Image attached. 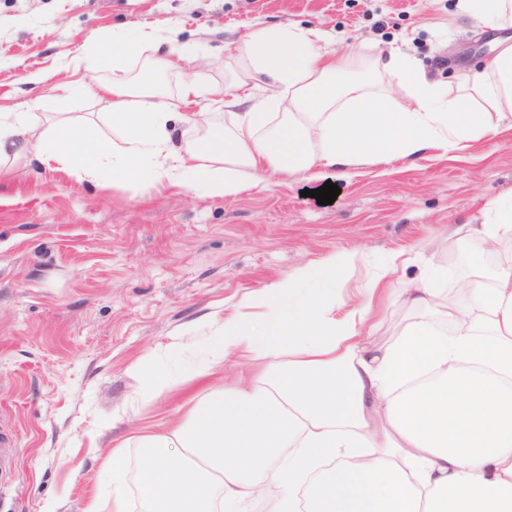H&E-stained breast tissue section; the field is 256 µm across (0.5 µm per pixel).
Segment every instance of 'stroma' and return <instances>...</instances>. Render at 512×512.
Listing matches in <instances>:
<instances>
[{
  "label": "stroma",
  "mask_w": 512,
  "mask_h": 512,
  "mask_svg": "<svg viewBox=\"0 0 512 512\" xmlns=\"http://www.w3.org/2000/svg\"><path fill=\"white\" fill-rule=\"evenodd\" d=\"M259 23L334 31L333 50L411 54L426 76L456 90L493 55V32L458 14L456 0H0V108L107 118L57 83L111 78L110 69L67 71L101 33L146 25L173 42L200 44L194 66L223 79L233 42ZM50 78L27 91L28 74ZM333 204L303 196L325 181ZM268 188L233 199L146 184L97 182L38 161L0 188V512H82L108 494L103 468L132 433L176 421L178 408L235 372L185 378L152 405L137 402L131 365L163 354L191 369L226 306L330 253L368 257L341 290L344 319L385 258L393 282L454 253H480L478 239L449 235L487 201L512 195V129L470 143L463 157L429 153L388 164L325 171L322 178L271 172ZM196 326L193 352L177 334Z\"/></svg>",
  "instance_id": "obj_1"
}]
</instances>
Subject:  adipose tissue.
<instances>
[{
    "mask_svg": "<svg viewBox=\"0 0 512 512\" xmlns=\"http://www.w3.org/2000/svg\"><path fill=\"white\" fill-rule=\"evenodd\" d=\"M493 31L512 27V0H456ZM160 31L115 28L77 59L112 77L60 89L106 103L111 137L89 119L0 111V181L28 159L79 179L104 173L199 194L266 187L270 170L319 178L365 162L462 151L512 117V43L456 90L429 81L399 50L325 52L331 32L259 25L234 48L221 82L183 62L191 46L160 51ZM178 72L176 93L160 76ZM401 86L404 100L392 95ZM259 96H252V88ZM206 97L214 111H188ZM248 111H239L244 98ZM469 234L512 240V197L486 202ZM360 251L299 266L244 298L207 338L198 375L241 359L238 378L191 399L169 428L141 433L143 512H512V265L477 273L456 300L437 268L398 288L388 258L345 320L333 311ZM415 310L393 341L365 345L379 295Z\"/></svg>",
    "mask_w": 512,
    "mask_h": 512,
    "instance_id": "1",
    "label": "adipose tissue"
}]
</instances>
